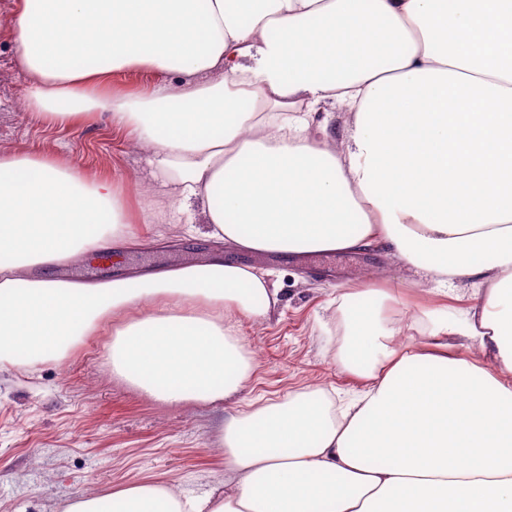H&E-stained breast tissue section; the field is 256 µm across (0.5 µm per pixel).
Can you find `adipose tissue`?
I'll use <instances>...</instances> for the list:
<instances>
[{
	"instance_id": "1",
	"label": "adipose tissue",
	"mask_w": 512,
	"mask_h": 512,
	"mask_svg": "<svg viewBox=\"0 0 512 512\" xmlns=\"http://www.w3.org/2000/svg\"><path fill=\"white\" fill-rule=\"evenodd\" d=\"M27 111L109 113L151 152L128 196L42 154H0V364L103 366L141 395L217 406L250 376L237 330L278 301L267 273L216 258L73 285L35 269L134 243L166 191L206 237L301 255L383 246L444 300L407 310L365 277L339 297L347 407L310 387L230 416L224 494L147 480L63 512H512V0H17ZM159 78L136 92L114 73ZM352 115L333 142L311 115ZM479 304L448 305L457 281ZM458 300H448V304L454 306L459 310H466L474 305L483 294L482 287L478 286L474 280L463 279L457 283ZM479 288V289H478Z\"/></svg>"
}]
</instances>
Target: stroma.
Returning <instances> with one entry per match:
<instances>
[{"instance_id":"obj_1","label":"stroma","mask_w":512,"mask_h":512,"mask_svg":"<svg viewBox=\"0 0 512 512\" xmlns=\"http://www.w3.org/2000/svg\"><path fill=\"white\" fill-rule=\"evenodd\" d=\"M16 0H0V153L52 154L69 158L87 176H112L135 193L146 147L130 142L108 116L75 126H47L24 109V77L18 71L8 20ZM200 210L173 214L155 224L135 250L101 259L86 252L79 267L95 264L96 278L152 272L214 255ZM243 264L270 272L280 302L270 319L239 322L254 356L241 392L224 407L175 406L137 395L103 369L109 342L90 336L60 362L29 370L0 366V512H61L75 496L158 479L183 494H222L224 461L218 438L229 415L254 401L279 402L309 386L345 397L360 381L335 361L336 297L369 274L386 279L402 299L438 305L412 284L405 268L377 247L357 250L335 269L317 273L299 258L240 252Z\"/></svg>"}]
</instances>
